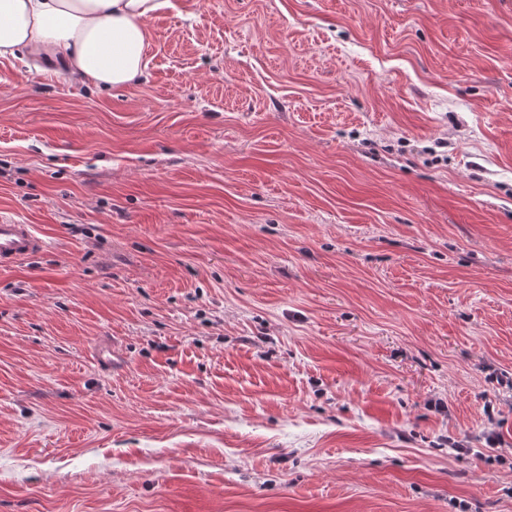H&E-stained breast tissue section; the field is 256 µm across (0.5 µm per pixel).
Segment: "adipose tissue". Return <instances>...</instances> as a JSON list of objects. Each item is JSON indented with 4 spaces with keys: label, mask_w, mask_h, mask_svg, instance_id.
I'll use <instances>...</instances> for the list:
<instances>
[{
    "label": "adipose tissue",
    "mask_w": 512,
    "mask_h": 512,
    "mask_svg": "<svg viewBox=\"0 0 512 512\" xmlns=\"http://www.w3.org/2000/svg\"><path fill=\"white\" fill-rule=\"evenodd\" d=\"M172 0H0V57L23 48L63 55L73 73L104 88L149 66L147 22Z\"/></svg>",
    "instance_id": "adipose-tissue-1"
}]
</instances>
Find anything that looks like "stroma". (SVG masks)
Here are the masks:
<instances>
[{
    "instance_id": "35a3bbf8",
    "label": "stroma",
    "mask_w": 512,
    "mask_h": 512,
    "mask_svg": "<svg viewBox=\"0 0 512 512\" xmlns=\"http://www.w3.org/2000/svg\"><path fill=\"white\" fill-rule=\"evenodd\" d=\"M147 28L0 58V512H512V0ZM44 246L32 225L17 224L0 216V267L11 266Z\"/></svg>"
}]
</instances>
